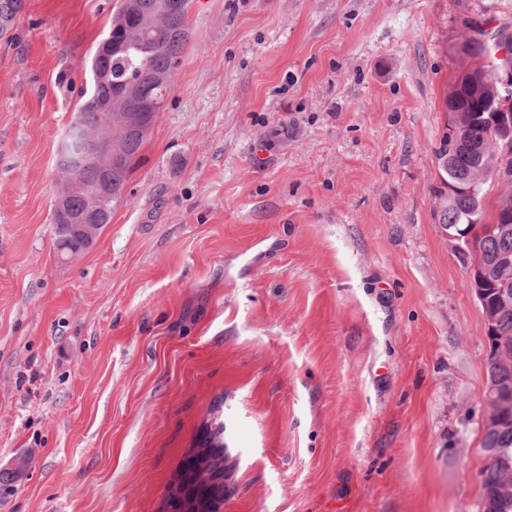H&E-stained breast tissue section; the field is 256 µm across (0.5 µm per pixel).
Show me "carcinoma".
Instances as JSON below:
<instances>
[{
  "mask_svg": "<svg viewBox=\"0 0 512 512\" xmlns=\"http://www.w3.org/2000/svg\"><path fill=\"white\" fill-rule=\"evenodd\" d=\"M190 0H120L111 24L125 22L129 29L141 21L148 24L147 36L125 43L126 34H117L119 46L101 58L100 67L106 78L93 92L94 102L82 101L77 112L80 127L94 130L112 120L116 144L121 150L120 162L112 172V199L104 209L92 205L81 192L61 187L67 211L81 217L83 224H107L112 211L122 202L124 188L134 169L139 151L157 115L140 112L131 122L126 112L138 98H155L165 104L173 85L174 69L190 39L188 22ZM23 7L22 0H0V34L7 32ZM457 74L442 99V112L454 120L456 135L448 158L444 188L435 190L439 224L455 225L462 230L454 241L455 251L463 265L472 266L471 286L482 289L485 307L497 305L500 293L512 292V192L497 196L493 212L475 210V198H486L488 187L501 172L512 175V150L504 152L498 133L490 128L484 101L496 93L493 75L502 65L495 47L466 32L450 46ZM112 117H107V112ZM83 142L75 140L71 151L57 155V168L62 175L79 180L92 189L101 173L83 160ZM498 314V344L506 360L488 356L487 379L512 385V308ZM481 448H495L500 456L486 457L480 472L479 512H512V499L499 495L503 478L502 461L512 462V421L499 427L482 429ZM176 494L191 504L188 512H219L224 502V455L210 449L201 451Z\"/></svg>",
  "mask_w": 512,
  "mask_h": 512,
  "instance_id": "carcinoma-1",
  "label": "carcinoma"
}]
</instances>
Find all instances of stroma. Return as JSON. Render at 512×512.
<instances>
[{
	"label": "stroma",
	"mask_w": 512,
	"mask_h": 512,
	"mask_svg": "<svg viewBox=\"0 0 512 512\" xmlns=\"http://www.w3.org/2000/svg\"><path fill=\"white\" fill-rule=\"evenodd\" d=\"M120 0L0 36V512H478L489 344L434 210L464 5L192 0L93 246L54 245L60 139ZM193 484L204 486L201 489L203 493H188ZM176 494L177 499L186 498L192 505L185 512H220V505L224 502V453L217 454L209 448L201 451Z\"/></svg>",
	"instance_id": "obj_1"
}]
</instances>
